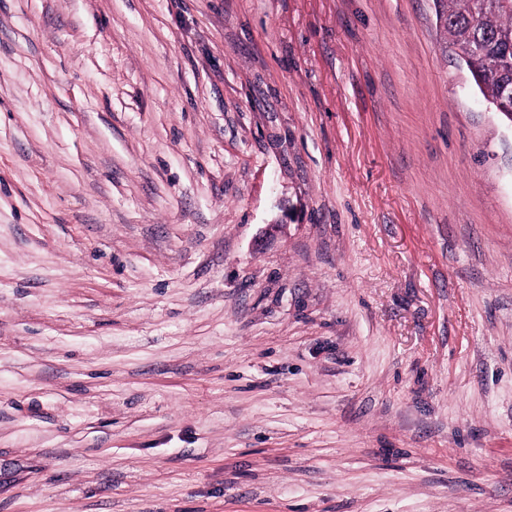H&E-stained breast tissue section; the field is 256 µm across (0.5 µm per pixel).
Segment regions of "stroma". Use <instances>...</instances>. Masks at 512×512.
Listing matches in <instances>:
<instances>
[{"mask_svg": "<svg viewBox=\"0 0 512 512\" xmlns=\"http://www.w3.org/2000/svg\"><path fill=\"white\" fill-rule=\"evenodd\" d=\"M0 512H512V125L433 0H0Z\"/></svg>", "mask_w": 512, "mask_h": 512, "instance_id": "obj_1", "label": "stroma"}]
</instances>
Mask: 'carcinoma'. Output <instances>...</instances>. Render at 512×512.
Segmentation results:
<instances>
[{
	"label": "carcinoma",
	"instance_id": "obj_1",
	"mask_svg": "<svg viewBox=\"0 0 512 512\" xmlns=\"http://www.w3.org/2000/svg\"><path fill=\"white\" fill-rule=\"evenodd\" d=\"M437 20L447 43L485 100L508 121L499 106L503 89L512 86V0H437Z\"/></svg>",
	"mask_w": 512,
	"mask_h": 512
}]
</instances>
